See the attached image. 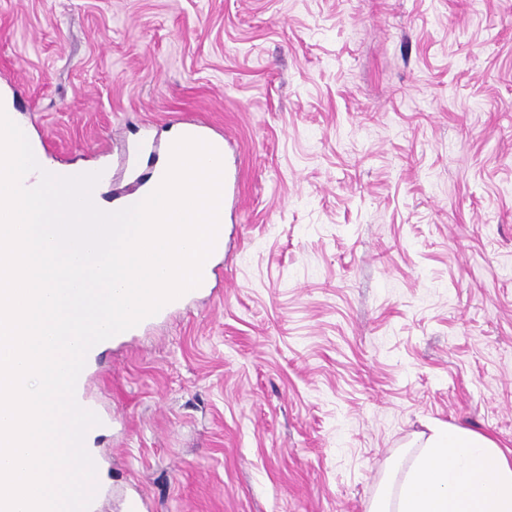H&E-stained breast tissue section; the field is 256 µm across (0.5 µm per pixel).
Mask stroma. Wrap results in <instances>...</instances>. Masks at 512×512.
<instances>
[{
  "instance_id": "obj_1",
  "label": "stroma",
  "mask_w": 512,
  "mask_h": 512,
  "mask_svg": "<svg viewBox=\"0 0 512 512\" xmlns=\"http://www.w3.org/2000/svg\"><path fill=\"white\" fill-rule=\"evenodd\" d=\"M9 96L109 202L188 120L241 171L209 286L85 362L99 512H368L433 422L512 449V0H0Z\"/></svg>"
}]
</instances>
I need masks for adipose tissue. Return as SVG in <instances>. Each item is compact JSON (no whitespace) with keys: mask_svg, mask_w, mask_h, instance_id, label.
Instances as JSON below:
<instances>
[{"mask_svg":"<svg viewBox=\"0 0 512 512\" xmlns=\"http://www.w3.org/2000/svg\"><path fill=\"white\" fill-rule=\"evenodd\" d=\"M371 512H512V449L448 424L435 426L400 490Z\"/></svg>","mask_w":512,"mask_h":512,"instance_id":"ef3b65f1","label":"adipose tissue"}]
</instances>
